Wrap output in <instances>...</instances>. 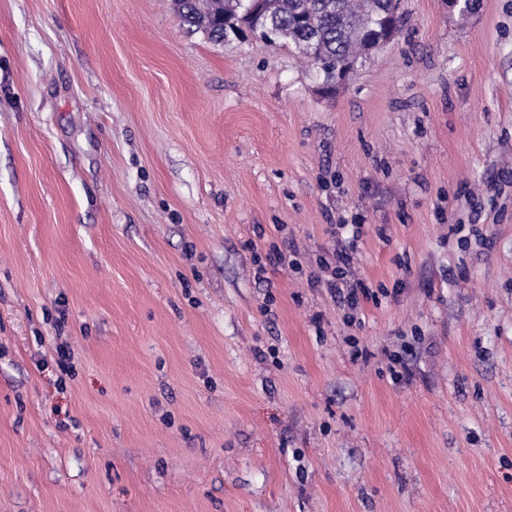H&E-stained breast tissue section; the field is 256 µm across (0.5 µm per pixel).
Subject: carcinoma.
I'll return each mask as SVG.
<instances>
[{
  "label": "carcinoma",
  "instance_id": "cac0c4a2",
  "mask_svg": "<svg viewBox=\"0 0 512 512\" xmlns=\"http://www.w3.org/2000/svg\"><path fill=\"white\" fill-rule=\"evenodd\" d=\"M185 25L212 42L251 33L288 44L308 59L319 83L356 64L403 26L400 0H175Z\"/></svg>",
  "mask_w": 512,
  "mask_h": 512
}]
</instances>
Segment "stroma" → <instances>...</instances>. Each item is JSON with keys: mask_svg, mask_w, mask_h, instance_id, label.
Masks as SVG:
<instances>
[{"mask_svg": "<svg viewBox=\"0 0 512 512\" xmlns=\"http://www.w3.org/2000/svg\"><path fill=\"white\" fill-rule=\"evenodd\" d=\"M403 6L327 100L172 0H0V512H512V0ZM350 260L351 257L345 250L336 252V269L332 279H329L326 285L341 302H345L351 310H355L359 308L360 294L367 298L369 292L362 282L348 284L345 270L350 267Z\"/></svg>", "mask_w": 512, "mask_h": 512, "instance_id": "35a3bbf8", "label": "stroma"}]
</instances>
